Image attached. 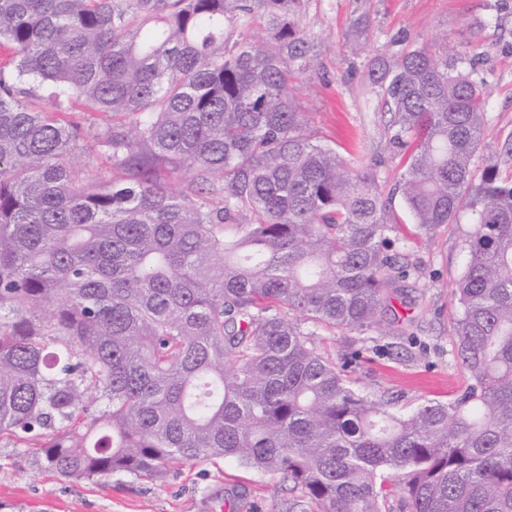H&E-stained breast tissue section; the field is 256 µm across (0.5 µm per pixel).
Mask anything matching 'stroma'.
Returning <instances> with one entry per match:
<instances>
[{
	"instance_id": "obj_1",
	"label": "stroma",
	"mask_w": 512,
	"mask_h": 512,
	"mask_svg": "<svg viewBox=\"0 0 512 512\" xmlns=\"http://www.w3.org/2000/svg\"><path fill=\"white\" fill-rule=\"evenodd\" d=\"M301 24L314 35L317 51L313 70L299 77L296 89L306 131L373 171L382 192L393 188L402 163L387 147L391 115L366 84L375 59L395 55L396 39L429 49L449 44L466 55L467 72L486 88L484 150L473 159L474 172L483 169L484 151L512 133V0H308ZM391 211L414 266L407 292L416 297V309L393 297V335L320 328L315 342L355 388L408 411L448 401L468 383L448 330L472 224L464 210L456 223L424 234L400 198H393ZM228 497L235 512H288L295 493L282 476L224 459L174 463L150 478L115 472L63 479L41 471L31 449L0 440V512H220Z\"/></svg>"
}]
</instances>
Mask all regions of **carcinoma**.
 <instances>
[{
  "instance_id": "obj_1",
  "label": "carcinoma",
  "mask_w": 512,
  "mask_h": 512,
  "mask_svg": "<svg viewBox=\"0 0 512 512\" xmlns=\"http://www.w3.org/2000/svg\"><path fill=\"white\" fill-rule=\"evenodd\" d=\"M307 0H0V439L64 478L224 458L292 512H512V135L408 47L368 73L431 232L471 211L453 349L471 383L408 413L308 327L386 334L411 265L375 175L304 131ZM104 155L92 176L79 154Z\"/></svg>"
}]
</instances>
